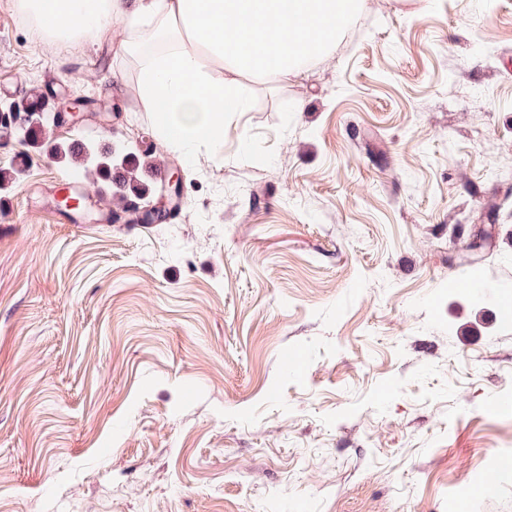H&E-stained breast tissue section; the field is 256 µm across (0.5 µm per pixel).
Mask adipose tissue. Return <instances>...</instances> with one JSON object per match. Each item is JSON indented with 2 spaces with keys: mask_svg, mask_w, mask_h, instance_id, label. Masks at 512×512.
<instances>
[{
  "mask_svg": "<svg viewBox=\"0 0 512 512\" xmlns=\"http://www.w3.org/2000/svg\"><path fill=\"white\" fill-rule=\"evenodd\" d=\"M54 41L99 42L114 20L127 33L122 49L159 50L139 62L138 94L164 145L193 155L243 111L246 83L283 82L301 56L327 53L351 22L359 0H17Z\"/></svg>",
  "mask_w": 512,
  "mask_h": 512,
  "instance_id": "1",
  "label": "adipose tissue"
}]
</instances>
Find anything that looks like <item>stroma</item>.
<instances>
[{
	"mask_svg": "<svg viewBox=\"0 0 512 512\" xmlns=\"http://www.w3.org/2000/svg\"><path fill=\"white\" fill-rule=\"evenodd\" d=\"M0 0V89L155 140L114 39ZM0 194V512H512V0H363L249 89L167 225ZM492 229L478 270L465 262ZM495 496L480 493L483 485Z\"/></svg>",
	"mask_w": 512,
	"mask_h": 512,
	"instance_id": "1",
	"label": "stroma"
}]
</instances>
